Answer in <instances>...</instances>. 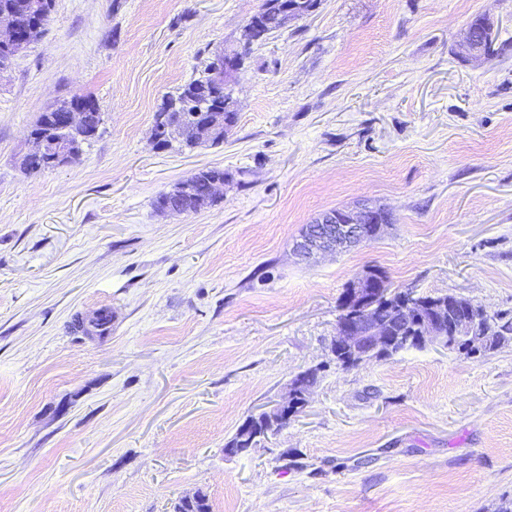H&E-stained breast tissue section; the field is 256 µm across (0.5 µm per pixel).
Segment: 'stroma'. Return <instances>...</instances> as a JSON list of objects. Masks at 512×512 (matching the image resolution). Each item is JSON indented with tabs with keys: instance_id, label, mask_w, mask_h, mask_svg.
Wrapping results in <instances>:
<instances>
[{
	"instance_id": "1",
	"label": "stroma",
	"mask_w": 512,
	"mask_h": 512,
	"mask_svg": "<svg viewBox=\"0 0 512 512\" xmlns=\"http://www.w3.org/2000/svg\"><path fill=\"white\" fill-rule=\"evenodd\" d=\"M262 0H54L0 68V512H497L512 498V344L344 368L342 292L393 287L512 314V0H319L252 46L223 143L155 146L168 97ZM489 15L503 49L463 60ZM102 117L78 162L30 173L57 101ZM224 171L215 202L159 193ZM368 202L395 222L310 260L304 225ZM112 312V333L91 321ZM322 366L245 454L239 425ZM224 171L221 169H202L188 177L194 184V196L192 197H170L165 202L178 210H194L197 207V197L205 196L208 188V181L214 173ZM309 395L310 387L307 380L303 375H295L289 383L287 396L274 404L269 410L273 416L279 418L283 423L281 430L288 427L284 426L298 415L297 413L302 406L306 405Z\"/></svg>"
}]
</instances>
